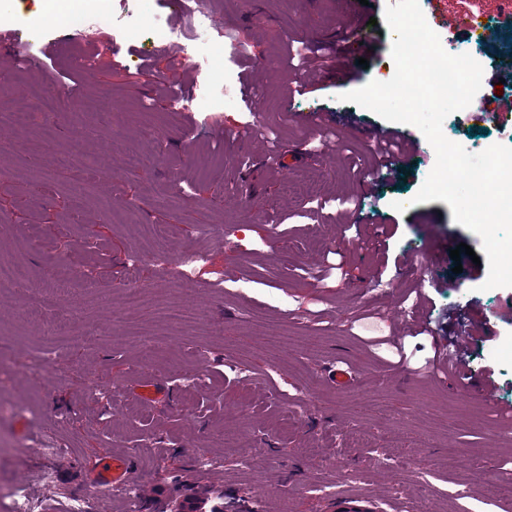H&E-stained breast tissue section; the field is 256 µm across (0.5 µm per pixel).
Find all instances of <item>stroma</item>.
I'll use <instances>...</instances> for the list:
<instances>
[{"instance_id":"obj_1","label":"stroma","mask_w":512,"mask_h":512,"mask_svg":"<svg viewBox=\"0 0 512 512\" xmlns=\"http://www.w3.org/2000/svg\"><path fill=\"white\" fill-rule=\"evenodd\" d=\"M389 2L365 9L379 23L364 69L341 41L338 0H208L244 47L213 68L234 92L178 112L173 96L199 94L201 78L156 29L189 15L164 0H71L87 19L72 42L58 12L0 0V29L26 39L0 46V260L26 272L0 283V512L32 497L66 512L75 492L93 512H164L193 493L222 495L224 512H328V485L382 512H512L495 491L512 479V287L484 289L487 266L450 258L482 241L446 202L414 203L436 161L420 130L403 125L417 151L381 167L373 135L391 121L342 98L393 75ZM419 6L461 46L470 10L486 20L481 89L444 135L473 153L512 147V113L491 114L512 28L500 0ZM320 45L331 56L311 93L289 95L300 53ZM74 140L94 169L55 163ZM189 254L204 261L188 276ZM136 285L142 302L124 307ZM451 340L491 400L426 371ZM44 349L52 368L32 372ZM336 362L354 388L328 381ZM151 378L165 392L146 404L137 389ZM132 452L135 503L98 492L100 462Z\"/></svg>"}]
</instances>
